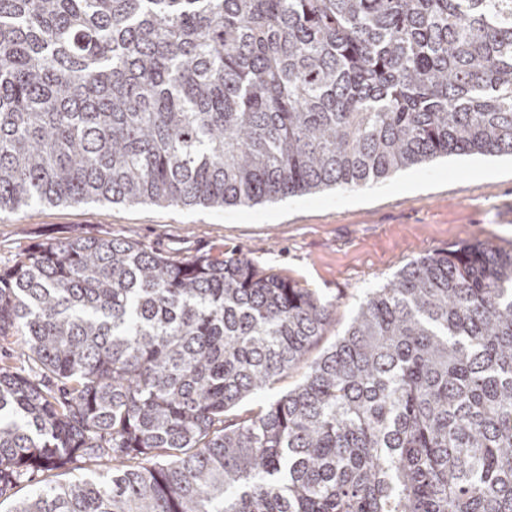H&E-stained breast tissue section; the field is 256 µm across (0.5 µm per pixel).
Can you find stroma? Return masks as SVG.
<instances>
[{
    "instance_id": "stroma-1",
    "label": "stroma",
    "mask_w": 512,
    "mask_h": 512,
    "mask_svg": "<svg viewBox=\"0 0 512 512\" xmlns=\"http://www.w3.org/2000/svg\"><path fill=\"white\" fill-rule=\"evenodd\" d=\"M137 243L179 260L235 254L331 303L319 355L341 337L366 292L429 253L488 242L512 247V157L461 155L398 171L357 188H330L252 208L33 206L0 215V267L32 245L72 232ZM84 464L40 472L0 497V512L50 483L97 474Z\"/></svg>"
}]
</instances>
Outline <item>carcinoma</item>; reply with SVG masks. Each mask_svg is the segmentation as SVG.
<instances>
[{"label":"carcinoma","instance_id":"cac0c4a2","mask_svg":"<svg viewBox=\"0 0 512 512\" xmlns=\"http://www.w3.org/2000/svg\"><path fill=\"white\" fill-rule=\"evenodd\" d=\"M512 156V0H0V213L252 208ZM331 304L242 257L80 233L0 269L12 512H512V250ZM304 365L259 412L229 413ZM79 465L81 466L63 474H57L56 471L37 473V475H34L31 481L18 485L12 491H10L9 494L1 497L0 510L2 512L13 510L18 501H21L32 495L38 488L43 487L45 484H53L56 482L65 483L75 479L89 478L99 472H102L101 467L95 466L92 463Z\"/></svg>","mask_w":512,"mask_h":512}]
</instances>
